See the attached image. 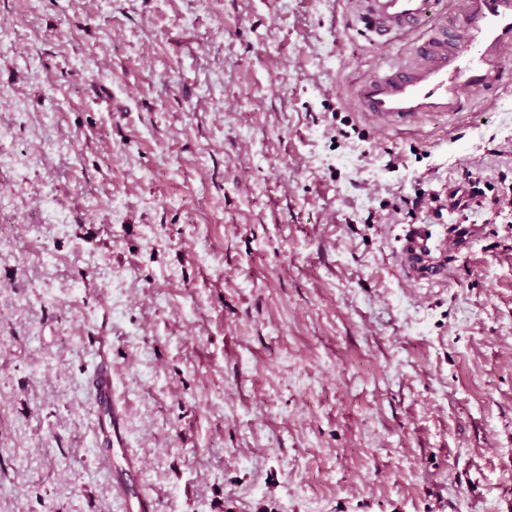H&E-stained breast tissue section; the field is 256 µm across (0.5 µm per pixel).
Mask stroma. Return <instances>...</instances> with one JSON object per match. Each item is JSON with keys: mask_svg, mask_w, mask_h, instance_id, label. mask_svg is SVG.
Masks as SVG:
<instances>
[{"mask_svg": "<svg viewBox=\"0 0 512 512\" xmlns=\"http://www.w3.org/2000/svg\"><path fill=\"white\" fill-rule=\"evenodd\" d=\"M0 27V512H125L128 454L156 512H512V76L382 126L349 100L408 41L355 0H0ZM417 186L461 199L424 241ZM91 384L97 405L93 447L100 458L112 463L114 438L119 443L122 436L112 419V371L106 362L99 364Z\"/></svg>", "mask_w": 512, "mask_h": 512, "instance_id": "stroma-1", "label": "stroma"}]
</instances>
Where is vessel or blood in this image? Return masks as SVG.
<instances>
[{
  "mask_svg": "<svg viewBox=\"0 0 512 512\" xmlns=\"http://www.w3.org/2000/svg\"><path fill=\"white\" fill-rule=\"evenodd\" d=\"M437 0H362L363 17L381 42L424 25ZM454 14L414 43L410 60L393 61L363 80L354 104L379 122L425 115L447 116L464 108L469 91L498 85L504 52L512 48V0H454ZM429 25V24H428ZM97 405L93 446L112 457L121 432L112 418V371L100 363L91 380Z\"/></svg>",
  "mask_w": 512,
  "mask_h": 512,
  "instance_id": "b4317fda",
  "label": "vessel or blood"
}]
</instances>
